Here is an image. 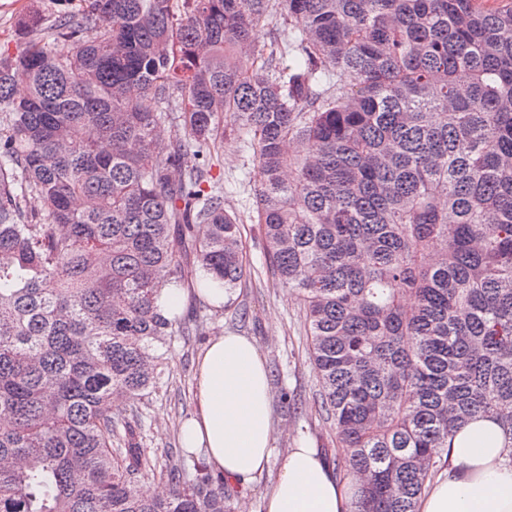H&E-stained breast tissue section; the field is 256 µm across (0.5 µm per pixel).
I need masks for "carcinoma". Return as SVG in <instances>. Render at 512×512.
I'll use <instances>...</instances> for the list:
<instances>
[{"instance_id":"carcinoma-1","label":"carcinoma","mask_w":512,"mask_h":512,"mask_svg":"<svg viewBox=\"0 0 512 512\" xmlns=\"http://www.w3.org/2000/svg\"><path fill=\"white\" fill-rule=\"evenodd\" d=\"M19 30L0 53V512H232L222 476L147 454L118 403L156 387L176 328L203 329L163 289L245 282L246 222L300 302L344 476L366 478L356 512H416L473 419L512 462V2L88 0ZM231 136L259 173L247 217L212 181ZM158 466L169 491L140 493Z\"/></svg>"}]
</instances>
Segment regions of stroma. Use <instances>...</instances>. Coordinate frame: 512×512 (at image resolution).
<instances>
[{"label": "stroma", "instance_id": "35a3bbf8", "mask_svg": "<svg viewBox=\"0 0 512 512\" xmlns=\"http://www.w3.org/2000/svg\"><path fill=\"white\" fill-rule=\"evenodd\" d=\"M87 0H0V48L15 53L23 46L17 21L26 14L51 17L60 11H83ZM220 169L224 174L226 209L245 213L254 206L258 169L252 152L239 141H225ZM243 256L251 277L237 290L231 304L217 311L207 303L189 299L183 319L203 323L199 336L174 335L164 348L158 387L139 402L132 422L148 451L178 448L181 427L195 409L193 377L199 351L208 337L231 331L255 338L262 346L270 377L273 408L279 420L274 433V454L258 481L233 498V512H264L266 488L276 480L286 448L307 439L325 449L334 466L345 463L335 451L330 425L317 402V375L309 358L305 326L295 296L278 283L266 259L256 225H244Z\"/></svg>", "mask_w": 512, "mask_h": 512}]
</instances>
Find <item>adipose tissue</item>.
Masks as SVG:
<instances>
[{
	"instance_id": "obj_1",
	"label": "adipose tissue",
	"mask_w": 512,
	"mask_h": 512,
	"mask_svg": "<svg viewBox=\"0 0 512 512\" xmlns=\"http://www.w3.org/2000/svg\"><path fill=\"white\" fill-rule=\"evenodd\" d=\"M195 411L182 426L188 450H203L227 483L261 478L273 453L275 419L270 377L258 342L224 333L208 339L197 359ZM484 447H473L475 437ZM498 426L477 419L461 428L447 468L431 480L417 512H512V466ZM362 478L343 481L309 441L287 449L264 496L265 512H354Z\"/></svg>"
}]
</instances>
